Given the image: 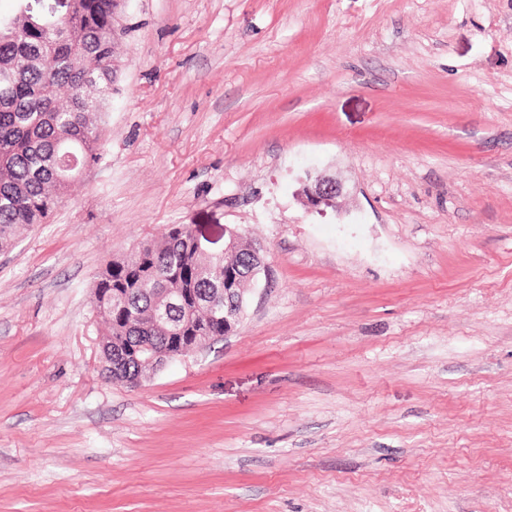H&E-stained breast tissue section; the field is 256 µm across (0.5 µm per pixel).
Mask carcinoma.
I'll list each match as a JSON object with an SVG mask.
<instances>
[{"label":"carcinoma","instance_id":"cac0c4a2","mask_svg":"<svg viewBox=\"0 0 512 512\" xmlns=\"http://www.w3.org/2000/svg\"><path fill=\"white\" fill-rule=\"evenodd\" d=\"M0 14V249L22 230L45 224L68 194L80 171L100 158L120 66L112 44L127 35L116 23L119 0H71L64 20L35 13L26 0ZM44 55L47 63L30 61ZM261 256L246 240L215 257L192 243L189 225L171 224L164 235L146 240L127 257L112 259L97 275L91 303L112 347V382L149 378L159 366L132 356L145 342L179 352L197 336H224V313L203 305L224 287V272L238 277L237 307L259 279ZM188 291L202 305L193 316L176 305L168 321L155 313L162 295Z\"/></svg>","mask_w":512,"mask_h":512}]
</instances>
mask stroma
Wrapping results in <instances>:
<instances>
[{"label":"stroma","mask_w":512,"mask_h":512,"mask_svg":"<svg viewBox=\"0 0 512 512\" xmlns=\"http://www.w3.org/2000/svg\"><path fill=\"white\" fill-rule=\"evenodd\" d=\"M103 136L0 250V512H512V0H127ZM341 181L338 207L296 197ZM268 250L234 332L112 384V258ZM343 194V186L335 178L320 175L314 180L310 177L298 193L302 203L311 210H320L322 204L335 202Z\"/></svg>","instance_id":"obj_1"}]
</instances>
